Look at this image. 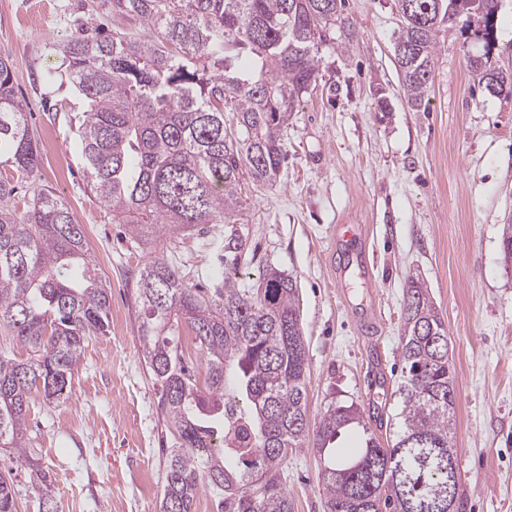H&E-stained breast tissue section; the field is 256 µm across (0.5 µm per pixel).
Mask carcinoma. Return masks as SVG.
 Wrapping results in <instances>:
<instances>
[{
    "instance_id": "1",
    "label": "carcinoma",
    "mask_w": 512,
    "mask_h": 512,
    "mask_svg": "<svg viewBox=\"0 0 512 512\" xmlns=\"http://www.w3.org/2000/svg\"><path fill=\"white\" fill-rule=\"evenodd\" d=\"M397 0L396 63L407 101L421 107L442 26L483 42L468 67L489 91L512 96V74L493 68L498 0ZM343 0H114V15L144 30L101 36L81 30L62 49L59 72L86 103L78 136L88 183L133 236H173L199 224H235L247 175L277 180L283 130L321 79L318 44L342 17ZM247 54L248 62L241 61ZM29 105L0 51V327L28 351L0 354V450L29 470L49 502L48 475L26 451L33 393L64 401L88 339L109 327L110 292L91 274L80 225L61 196L37 186L39 155ZM32 187L23 207L19 185ZM245 243L231 229L224 257ZM512 268V224L501 237ZM237 263L219 288L189 286L157 258L138 281L142 357L161 388L162 412L179 448L168 456L160 512H194L210 489L217 512H294L285 473L307 443L308 351L297 280L267 266L255 287H237ZM187 325L202 352L204 380L171 335ZM397 431L382 441L355 404L328 406L316 432L324 512H448V441L456 388L448 328L427 287L403 296ZM356 434L352 448L333 443ZM13 470L0 472V512H17Z\"/></svg>"
}]
</instances>
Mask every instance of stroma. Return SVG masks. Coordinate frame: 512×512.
I'll return each mask as SVG.
<instances>
[{"label":"stroma","instance_id":"1","mask_svg":"<svg viewBox=\"0 0 512 512\" xmlns=\"http://www.w3.org/2000/svg\"><path fill=\"white\" fill-rule=\"evenodd\" d=\"M345 3L351 26L318 48L323 79L284 131L279 180L248 189L236 224L246 242L237 284L251 287L269 265L296 277L310 424L331 403H354L383 440L395 430L402 381L405 284L424 281L454 365L458 512H512V274L500 252L512 223V98L469 71L466 55L478 46L454 25L439 33L425 106L412 107L394 56L396 0ZM83 26L129 32L141 24L113 20L112 0H0V50L29 104L39 183L71 207L111 290L110 327L89 339L69 399L30 403L27 450L49 473L54 499L45 504L19 467L17 510L159 512L178 435L142 358L139 275L164 258L193 287L222 284L225 227L138 240L90 191L76 135L83 105L57 75L60 48ZM342 224L364 231L368 267L339 280L332 268L345 263ZM287 488L295 512H323L313 447L289 453Z\"/></svg>","mask_w":512,"mask_h":512}]
</instances>
